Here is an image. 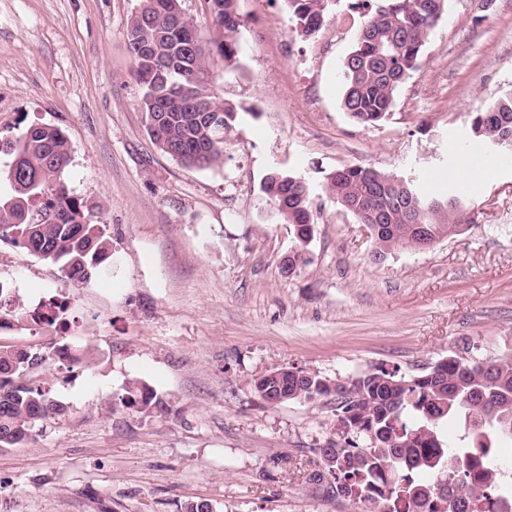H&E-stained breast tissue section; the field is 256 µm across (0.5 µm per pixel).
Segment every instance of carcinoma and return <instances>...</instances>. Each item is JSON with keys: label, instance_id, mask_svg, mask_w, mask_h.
<instances>
[{"label": "carcinoma", "instance_id": "carcinoma-1", "mask_svg": "<svg viewBox=\"0 0 512 512\" xmlns=\"http://www.w3.org/2000/svg\"><path fill=\"white\" fill-rule=\"evenodd\" d=\"M213 37L204 42L185 16L181 0H142L127 27L133 76L142 90L146 128L172 159L200 169L224 164L226 138L250 112L215 90L209 59L232 63L238 54L239 0H208ZM294 32H318L340 0H284ZM366 20L342 65L341 106L355 122L376 126L418 67L448 0H357ZM154 49L142 52L146 40ZM487 143L512 134V92L471 119ZM0 151L12 156L0 175L10 193L0 196V238L58 263L65 276L89 280L109 257L105 225L91 207L72 196L63 180L70 148L63 132L31 124ZM326 189L358 223L374 225L376 252L420 249L421 231L444 237L471 223L464 195L426 197L414 181L360 166L327 175ZM267 205L291 226L312 223L308 183L273 171L263 184ZM44 359L41 352L0 345V448L33 439L37 424L65 413L50 390L27 380ZM254 388L267 404L279 397L314 401L336 396L344 430L320 449L335 464L316 478H330L336 494L373 505L371 512H503L512 502V472L497 464L498 450L512 447V354L493 360L444 357L421 375L378 367L345 386L317 373L298 371L261 379ZM464 424L465 445L449 441L443 427Z\"/></svg>", "mask_w": 512, "mask_h": 512}]
</instances>
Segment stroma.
Listing matches in <instances>:
<instances>
[{
    "label": "stroma",
    "mask_w": 512,
    "mask_h": 512,
    "mask_svg": "<svg viewBox=\"0 0 512 512\" xmlns=\"http://www.w3.org/2000/svg\"><path fill=\"white\" fill-rule=\"evenodd\" d=\"M141 0H0V137L59 128L63 178L112 238L87 283L0 240L13 306L64 302L60 325L0 319V344L42 349L33 373L66 408L0 449V512H364L313 480L343 425L336 400L269 405L256 378L293 366L348 382L383 365L419 375L455 354L512 353V163L470 127L512 90V0H449L387 119L354 122L340 71L363 23L352 0L313 36L284 0H239L237 65L215 61L248 115L224 164L187 167L151 141L127 49ZM491 177L458 178L473 155ZM351 165L460 192L472 221L433 247L373 258L366 226L324 188ZM274 168L311 187L306 261L282 269L289 225L262 213ZM154 405L125 406L131 384Z\"/></svg>",
    "instance_id": "35a3bbf8"
}]
</instances>
